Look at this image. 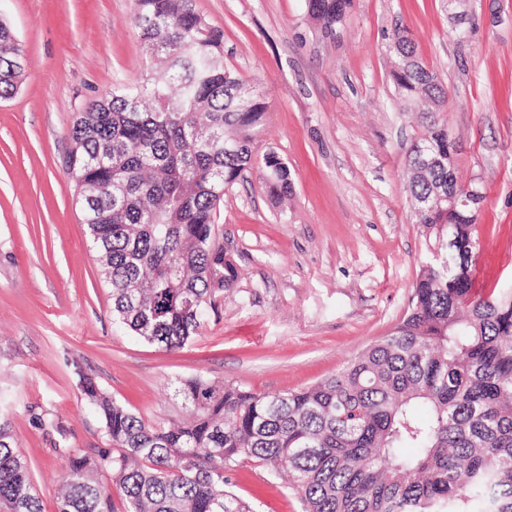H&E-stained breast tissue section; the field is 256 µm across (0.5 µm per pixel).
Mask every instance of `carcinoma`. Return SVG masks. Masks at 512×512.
I'll return each instance as SVG.
<instances>
[{
  "label": "carcinoma",
  "instance_id": "carcinoma-1",
  "mask_svg": "<svg viewBox=\"0 0 512 512\" xmlns=\"http://www.w3.org/2000/svg\"><path fill=\"white\" fill-rule=\"evenodd\" d=\"M352 0H306L335 30ZM157 68L78 113L67 175L110 288L112 318L166 350L185 346L237 274L215 238L224 191L238 183L265 132L266 103L224 68V33L194 0H135ZM392 79L426 132L408 155L415 218L437 230L412 307L387 336L309 387L257 393L204 377L170 391L186 421L149 422L75 367L106 447L68 453L58 512H253L231 489L244 461L261 462L301 494L305 512H512V289L489 298L452 269L480 247L461 204L431 206L462 188L438 114L447 91L394 32ZM0 23V100L22 72ZM436 158L426 163L423 147ZM274 197L288 166L263 157ZM454 248H448V240ZM0 512H42L27 462L0 418Z\"/></svg>",
  "mask_w": 512,
  "mask_h": 512
}]
</instances>
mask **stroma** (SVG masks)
<instances>
[{"mask_svg":"<svg viewBox=\"0 0 512 512\" xmlns=\"http://www.w3.org/2000/svg\"><path fill=\"white\" fill-rule=\"evenodd\" d=\"M224 32V65L267 104L243 181L224 194L218 238L238 277L183 348L165 351L112 320L110 289L66 174L79 112L153 61L134 0H0L24 54L0 102V416L10 420L43 512H57L63 451L101 447L75 368L147 421L179 417L166 386L200 375L256 392L309 386L388 335L412 305L435 231L416 223L407 156L425 132L389 76L402 29L448 92L441 114L460 181L477 185L488 288L512 286V0H353L333 33L306 0H194ZM288 165L293 192L272 198L263 154ZM235 491L255 512H304L262 463Z\"/></svg>","mask_w":512,"mask_h":512,"instance_id":"1","label":"stroma"}]
</instances>
